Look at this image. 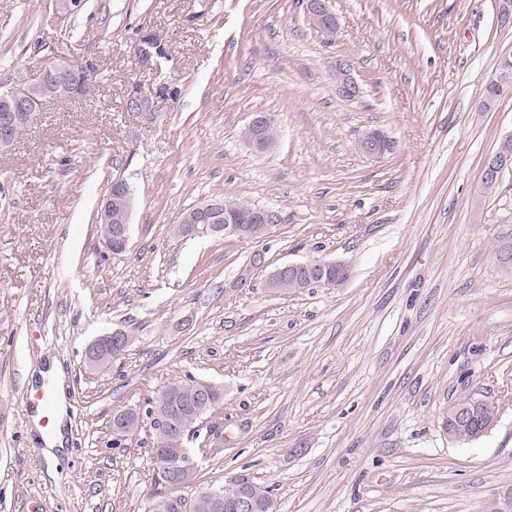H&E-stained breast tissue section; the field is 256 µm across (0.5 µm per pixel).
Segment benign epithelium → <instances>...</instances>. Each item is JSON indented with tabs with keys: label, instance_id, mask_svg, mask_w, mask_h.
Masks as SVG:
<instances>
[{
	"label": "benign epithelium",
	"instance_id": "1",
	"mask_svg": "<svg viewBox=\"0 0 512 512\" xmlns=\"http://www.w3.org/2000/svg\"><path fill=\"white\" fill-rule=\"evenodd\" d=\"M305 9L313 23L329 38L335 36L340 22L331 8V0H305ZM89 79L88 71L66 59H57L48 64L39 80L23 88L0 92V143L9 142L15 138L17 111L34 104L38 96L47 92V87L54 82L83 84ZM338 90L345 98H355L360 93V87L352 76L349 61L338 63ZM243 138L259 150L272 148L276 143L273 120L264 113H255L243 131ZM512 135L499 144L498 149L485 164L483 182H497L502 173L512 167ZM359 148L366 154L383 157L394 151V141L385 133L372 130L367 132L359 142ZM133 208V196L129 187L123 181H114L103 195L100 212L107 220H116L117 226L112 238L106 242L107 247L116 246L126 249L130 238V216ZM185 231L182 235L188 237L198 235H224L241 238L246 234L249 224L269 226L268 212L264 210L239 214L231 211L215 199L205 201L183 218ZM301 275L307 288H333L334 279L349 277L346 265L320 259H310L303 262L288 263L272 270L266 278V285L274 287L277 280L284 275ZM123 345L120 331L114 330L92 341L85 353L89 366L94 367L103 360L112 349V345ZM453 426L448 437L463 442L471 440L464 433L465 425L469 422V412L458 408L450 416ZM157 471L165 475L192 476L198 472V461L194 452L184 448L180 454L173 457L164 448H155L152 452Z\"/></svg>",
	"mask_w": 512,
	"mask_h": 512
}]
</instances>
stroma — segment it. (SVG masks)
I'll list each match as a JSON object with an SVG mask.
<instances>
[{
	"label": "stroma",
	"instance_id": "35a3bbf8",
	"mask_svg": "<svg viewBox=\"0 0 512 512\" xmlns=\"http://www.w3.org/2000/svg\"><path fill=\"white\" fill-rule=\"evenodd\" d=\"M328 38L300 0H0V87L52 58L93 63L88 94L48 100L0 155V512H148L162 487L148 423L112 443L116 410L165 385L222 386L196 485L238 474L276 512H489L512 488V92H482L512 22L497 0H333ZM349 60L360 95L343 97ZM148 98L145 122L128 100ZM274 120L259 152L242 132ZM396 143L358 148L369 130ZM131 187L130 241L109 251L99 200ZM273 217L259 239L179 236L212 198ZM259 266H252L254 255ZM341 262L339 288L277 294L267 274ZM122 330L123 354L85 348ZM57 362L66 443L47 460L23 409ZM472 396L498 423L470 443L443 420ZM273 125L271 117L255 113L242 133L243 138L258 150L271 149L276 143ZM394 147V141L378 130L367 132L359 142L360 150L372 156L383 157L392 153ZM512 143V135L506 137L499 144L498 149L493 156L485 164L483 170V182L485 187L492 189L498 183L502 173L511 169L512 166V151L508 148ZM486 182H497V183H486ZM123 335L120 333V330H113L111 333H107L103 336H99L94 341H92L85 353V358L89 366L94 367L101 360H103L108 354L109 350L112 349V360L117 358L119 355L123 353V351L127 348L124 347L122 350L112 348L113 340L116 342L117 346L123 345Z\"/></svg>",
	"mask_w": 512,
	"mask_h": 512
}]
</instances>
